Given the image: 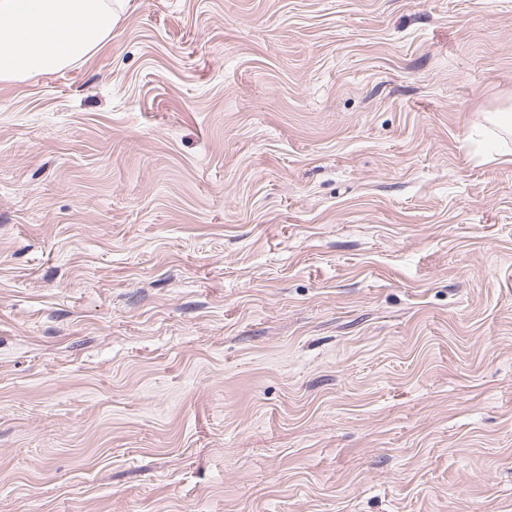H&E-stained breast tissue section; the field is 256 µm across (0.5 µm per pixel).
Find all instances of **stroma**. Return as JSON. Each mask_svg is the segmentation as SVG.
Masks as SVG:
<instances>
[{"label":"stroma","mask_w":512,"mask_h":512,"mask_svg":"<svg viewBox=\"0 0 512 512\" xmlns=\"http://www.w3.org/2000/svg\"><path fill=\"white\" fill-rule=\"evenodd\" d=\"M512 0H125L0 81V512H512Z\"/></svg>","instance_id":"1"}]
</instances>
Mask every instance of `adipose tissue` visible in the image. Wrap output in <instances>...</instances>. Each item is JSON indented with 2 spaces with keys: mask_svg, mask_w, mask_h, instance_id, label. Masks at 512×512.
I'll return each instance as SVG.
<instances>
[{
  "mask_svg": "<svg viewBox=\"0 0 512 512\" xmlns=\"http://www.w3.org/2000/svg\"><path fill=\"white\" fill-rule=\"evenodd\" d=\"M118 19L112 0H0V81L90 58Z\"/></svg>",
  "mask_w": 512,
  "mask_h": 512,
  "instance_id": "1",
  "label": "adipose tissue"
}]
</instances>
